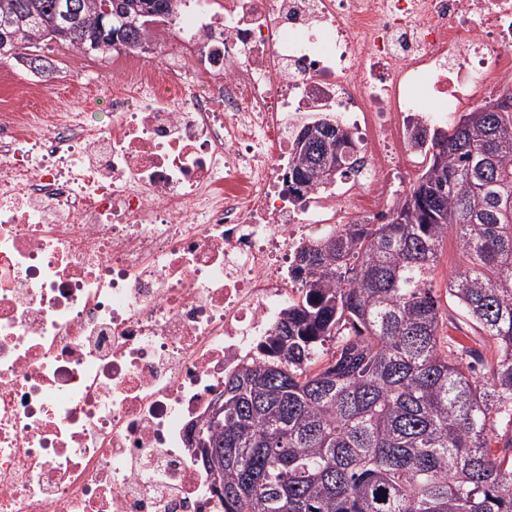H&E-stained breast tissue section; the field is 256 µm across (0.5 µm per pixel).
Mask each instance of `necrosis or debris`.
<instances>
[{
  "label": "necrosis or debris",
  "mask_w": 512,
  "mask_h": 512,
  "mask_svg": "<svg viewBox=\"0 0 512 512\" xmlns=\"http://www.w3.org/2000/svg\"><path fill=\"white\" fill-rule=\"evenodd\" d=\"M148 41L113 49L106 125L0 112V512H220L189 425L296 298L295 247L512 81V0H184ZM325 116L364 164L301 208L288 133Z\"/></svg>",
  "instance_id": "obj_1"
}]
</instances>
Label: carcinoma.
I'll return each mask as SVG.
<instances>
[{
	"instance_id": "1",
	"label": "carcinoma",
	"mask_w": 512,
	"mask_h": 512,
	"mask_svg": "<svg viewBox=\"0 0 512 512\" xmlns=\"http://www.w3.org/2000/svg\"><path fill=\"white\" fill-rule=\"evenodd\" d=\"M56 2L0 0V16L26 14L0 64L28 65L57 37L43 24ZM83 2L89 31L103 0ZM147 2L148 23L173 20L181 4ZM117 40L68 43L102 56ZM321 127L344 156L336 177L349 178L355 138ZM446 136L430 141L415 205L403 195L382 224H340L296 247L288 276L299 297L259 356L224 376V415L199 423L224 456V512H512V101L475 108ZM311 163L294 151L298 201L324 186ZM450 232L461 263L447 293L493 343L489 359L442 333L433 283Z\"/></svg>"
}]
</instances>
